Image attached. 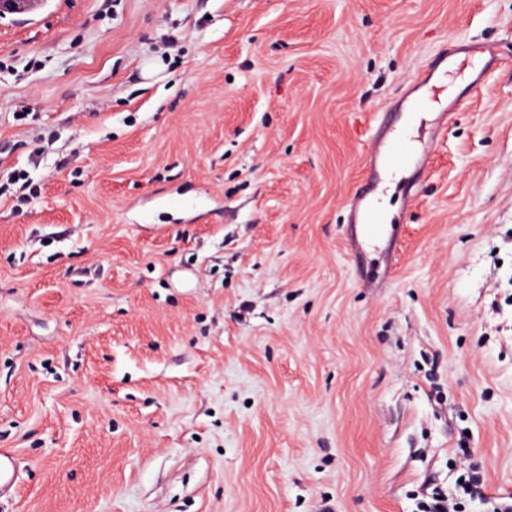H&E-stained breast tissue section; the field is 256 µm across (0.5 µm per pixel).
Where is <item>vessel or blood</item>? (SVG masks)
I'll list each match as a JSON object with an SVG mask.
<instances>
[{
    "mask_svg": "<svg viewBox=\"0 0 512 512\" xmlns=\"http://www.w3.org/2000/svg\"><path fill=\"white\" fill-rule=\"evenodd\" d=\"M499 55L495 45L475 47L460 42L453 51L441 53L432 59L429 66L416 75L394 106L395 112L401 113L405 123L413 124L414 136H405L403 126H397L387 113L377 115L373 141L365 157L367 187L354 194L348 204L349 222L359 229L353 238L356 247H364L367 242L387 233L384 217L373 203L374 196L382 190L386 175L406 168L426 170L441 135L454 123L462 100L457 96H446L448 78L468 65L472 68L471 84L482 83L487 70ZM20 464L21 459L16 451L0 448V492L8 493L18 487Z\"/></svg>",
    "mask_w": 512,
    "mask_h": 512,
    "instance_id": "obj_1",
    "label": "vessel or blood"
}]
</instances>
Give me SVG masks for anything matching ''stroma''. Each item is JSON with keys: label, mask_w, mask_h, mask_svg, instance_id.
<instances>
[{"label": "stroma", "mask_w": 512, "mask_h": 512, "mask_svg": "<svg viewBox=\"0 0 512 512\" xmlns=\"http://www.w3.org/2000/svg\"><path fill=\"white\" fill-rule=\"evenodd\" d=\"M457 41L504 62L359 264L375 117ZM0 65V512L512 496V0H39ZM21 459L12 448H0V492L9 493L20 484ZM486 489L487 486L483 474L473 469L467 471L463 483L459 484V492L470 499L487 498Z\"/></svg>", "instance_id": "obj_1"}]
</instances>
